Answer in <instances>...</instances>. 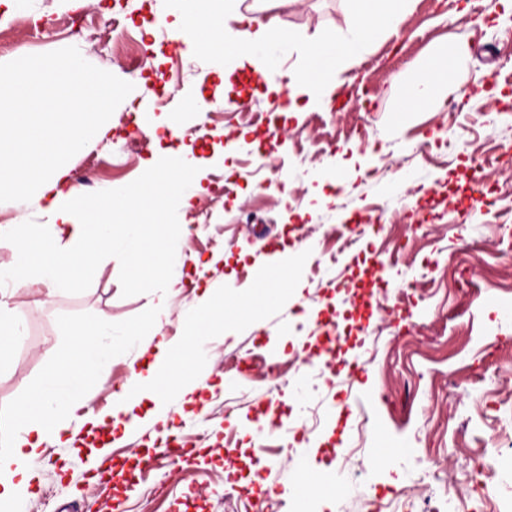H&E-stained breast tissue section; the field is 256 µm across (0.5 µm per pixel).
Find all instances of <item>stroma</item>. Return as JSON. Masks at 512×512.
Instances as JSON below:
<instances>
[{
    "mask_svg": "<svg viewBox=\"0 0 512 512\" xmlns=\"http://www.w3.org/2000/svg\"><path fill=\"white\" fill-rule=\"evenodd\" d=\"M159 0H29L25 15L8 16L0 0V75L30 92L47 72L112 83L127 121L110 140L68 155L86 162L92 183L140 189L150 164L164 155L146 145L126 148L137 121L183 122L171 146L201 159V184L224 186V200L204 210L193 199L189 235L167 225L166 240L181 264L183 287L164 292L165 270L148 272L100 260L97 273L74 288L47 294L18 289L9 305L23 338L0 351V419L60 367L69 348L64 322L92 320L136 328L165 299L168 350L194 390L190 400L144 397L135 405L145 436L116 432L98 468L85 451L50 447L26 512H224V479L249 485L267 512H448L447 496L468 512H512V253L498 244L512 225V16L501 0H414L355 71L340 112L298 96L294 108L265 93L260 79L237 74L223 86L224 57L201 54L173 26L157 35L149 23ZM347 0H290L274 9L279 24L314 44L333 43L346 25ZM79 15L85 32L63 25ZM118 22L116 39L89 47L87 36ZM464 44L437 107L406 111V90L440 50ZM81 71H70L72 51ZM165 77L174 96L159 103ZM499 89L481 111L462 95ZM274 112L271 124H247L237 108ZM228 144L217 160L219 144ZM368 154L364 172L334 186L317 166L345 150ZM503 156L490 179L488 155ZM483 199L466 210L473 191ZM389 218L382 230L377 214ZM302 252L300 267L274 265L277 250ZM385 282L370 284L375 262ZM224 298V329L191 348L190 318L205 294ZM345 316L351 331L324 366L312 331ZM144 339L117 348L99 378L83 385L71 424L112 405L144 365ZM276 414L283 429L268 438L258 419ZM202 436L178 464L159 455L171 440ZM235 466L226 469L225 448ZM151 464L131 480L132 464Z\"/></svg>",
    "mask_w": 512,
    "mask_h": 512,
    "instance_id": "35a3bbf8",
    "label": "stroma"
}]
</instances>
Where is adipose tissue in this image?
Listing matches in <instances>:
<instances>
[{"label": "adipose tissue", "mask_w": 512, "mask_h": 512, "mask_svg": "<svg viewBox=\"0 0 512 512\" xmlns=\"http://www.w3.org/2000/svg\"><path fill=\"white\" fill-rule=\"evenodd\" d=\"M174 15L195 48L209 53L227 48L235 65L261 75L267 90L289 98L307 95L326 103L349 80L367 54L384 21L400 19L413 0H349L347 27L336 54L298 42L277 18L255 12L246 25L235 28L226 19L239 9V0H174ZM302 56L306 65L281 86L279 61L288 54ZM115 88L94 79L78 85L51 80L41 95L14 87L10 105H0V193L24 181L39 185L35 198L48 223H31L26 214L0 225V243L11 246L13 262L0 266V285L45 286L48 293L70 287L91 275L99 257L141 270L161 266L158 242L145 236L158 219L187 226L191 196L201 193L199 161L183 149H169L166 173L154 176L153 194L119 196L104 189L96 197L62 192L68 173L66 154L98 143L110 131L98 120L112 110ZM70 354L63 369L48 374L43 385L27 393L15 420L0 423V505L24 512V500L41 467L42 446L62 443L70 432L68 405L81 397L80 380L99 374L113 347L105 329L95 323L68 326Z\"/></svg>", "instance_id": "ef3b65f1"}]
</instances>
